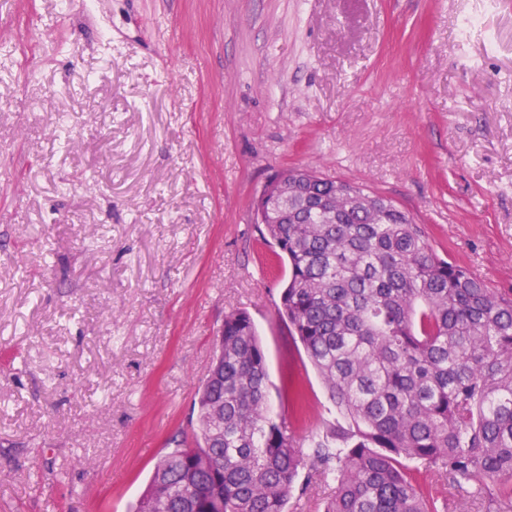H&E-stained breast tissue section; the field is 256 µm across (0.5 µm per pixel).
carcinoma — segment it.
<instances>
[{
  "label": "carcinoma",
  "instance_id": "carcinoma-1",
  "mask_svg": "<svg viewBox=\"0 0 512 512\" xmlns=\"http://www.w3.org/2000/svg\"><path fill=\"white\" fill-rule=\"evenodd\" d=\"M357 193L304 181L264 211L263 239L288 264L278 315L335 410L311 452L271 410L264 347L233 311L191 440L160 458L130 512H287L303 470L336 483L319 512H447L422 470L512 500V297Z\"/></svg>",
  "mask_w": 512,
  "mask_h": 512
}]
</instances>
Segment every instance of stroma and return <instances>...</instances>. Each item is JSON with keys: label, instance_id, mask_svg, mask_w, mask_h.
<instances>
[{"label": "stroma", "instance_id": "obj_1", "mask_svg": "<svg viewBox=\"0 0 512 512\" xmlns=\"http://www.w3.org/2000/svg\"><path fill=\"white\" fill-rule=\"evenodd\" d=\"M294 167L392 201L512 294V0H0V512H128L233 310L273 410L293 417L296 379L297 437L319 424L254 220Z\"/></svg>", "mask_w": 512, "mask_h": 512}]
</instances>
